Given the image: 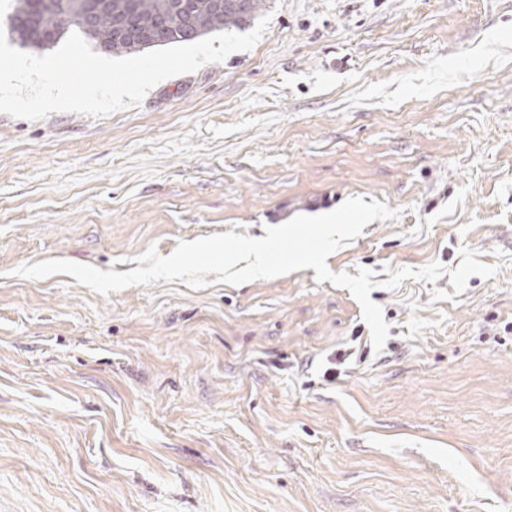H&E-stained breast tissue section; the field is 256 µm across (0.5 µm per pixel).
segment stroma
I'll use <instances>...</instances> for the list:
<instances>
[{"label":"stroma","instance_id":"obj_1","mask_svg":"<svg viewBox=\"0 0 512 512\" xmlns=\"http://www.w3.org/2000/svg\"><path fill=\"white\" fill-rule=\"evenodd\" d=\"M249 50L136 108L0 114V512H512V0H266ZM397 211L381 352L305 268L107 295L148 248Z\"/></svg>","mask_w":512,"mask_h":512}]
</instances>
